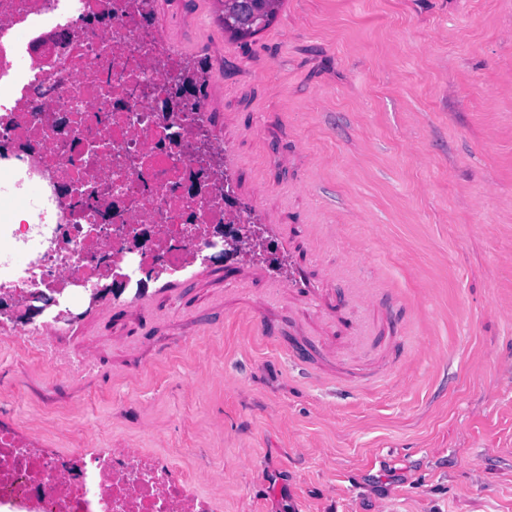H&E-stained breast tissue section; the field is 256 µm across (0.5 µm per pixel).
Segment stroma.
Returning a JSON list of instances; mask_svg holds the SVG:
<instances>
[{"label":"stroma","mask_w":512,"mask_h":512,"mask_svg":"<svg viewBox=\"0 0 512 512\" xmlns=\"http://www.w3.org/2000/svg\"><path fill=\"white\" fill-rule=\"evenodd\" d=\"M158 9L261 245L74 303L78 376L0 322V423L173 457L216 512H512V0ZM218 1H224V10L222 9L223 18L222 21L224 23V29L231 31L235 34H238L240 36H250L253 35L260 30L264 29L266 26L269 25L272 17L274 16L276 10L278 9L279 5L281 4L282 0H250L253 2V5L255 6L258 13H260V17L256 19V21L252 23H248V19L250 18V15H244V19L241 20L242 24H239L236 26V22L233 18H231V21L233 23V26L229 25L225 21V14L228 11H233L236 9V5L238 2H241L243 0H218Z\"/></svg>","instance_id":"35a3bbf8"}]
</instances>
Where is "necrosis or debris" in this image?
Wrapping results in <instances>:
<instances>
[{"label": "necrosis or debris", "instance_id": "obj_1", "mask_svg": "<svg viewBox=\"0 0 512 512\" xmlns=\"http://www.w3.org/2000/svg\"><path fill=\"white\" fill-rule=\"evenodd\" d=\"M156 0H0V296L66 303L133 277L176 275L224 247L227 177L209 103L178 94ZM6 512H215L190 471L123 448L46 453L0 425Z\"/></svg>", "mask_w": 512, "mask_h": 512}]
</instances>
